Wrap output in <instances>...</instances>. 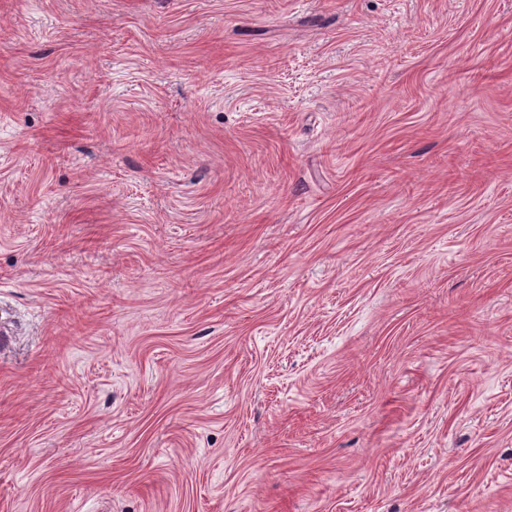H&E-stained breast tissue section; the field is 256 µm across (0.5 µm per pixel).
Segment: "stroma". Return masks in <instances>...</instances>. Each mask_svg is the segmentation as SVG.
<instances>
[{"label": "stroma", "instance_id": "1", "mask_svg": "<svg viewBox=\"0 0 512 512\" xmlns=\"http://www.w3.org/2000/svg\"><path fill=\"white\" fill-rule=\"evenodd\" d=\"M0 512H512V0H0Z\"/></svg>", "mask_w": 512, "mask_h": 512}]
</instances>
